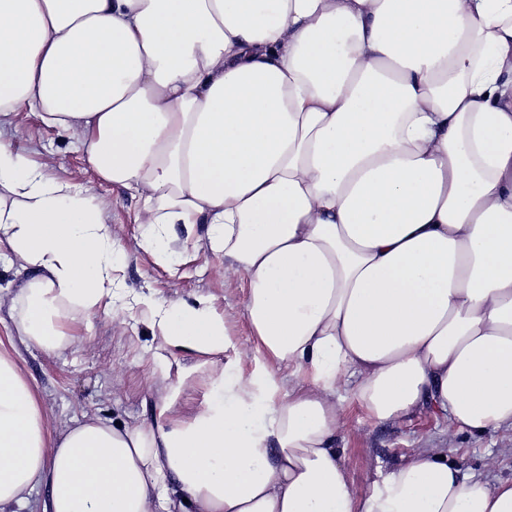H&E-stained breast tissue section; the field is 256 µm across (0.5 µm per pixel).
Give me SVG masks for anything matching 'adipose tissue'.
<instances>
[{
    "instance_id": "adipose-tissue-1",
    "label": "adipose tissue",
    "mask_w": 512,
    "mask_h": 512,
    "mask_svg": "<svg viewBox=\"0 0 512 512\" xmlns=\"http://www.w3.org/2000/svg\"><path fill=\"white\" fill-rule=\"evenodd\" d=\"M39 113L140 204L249 280L258 353L304 387L225 367L190 419L50 430L16 342L75 341L119 254L71 185L0 138V245L27 273L0 338V512H512L424 448L364 500L337 400L387 421L512 428V0H0V125ZM146 306L164 343L230 344L208 300Z\"/></svg>"
}]
</instances>
